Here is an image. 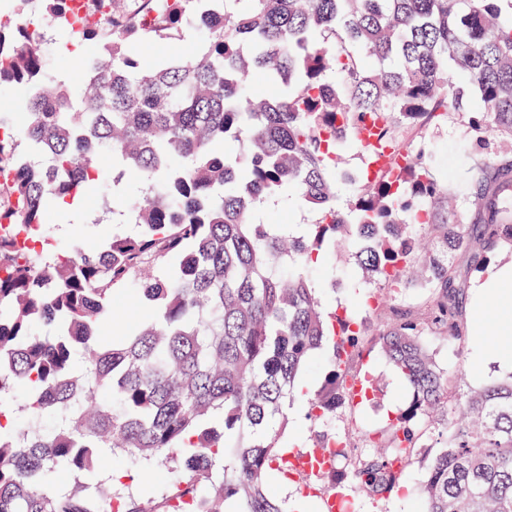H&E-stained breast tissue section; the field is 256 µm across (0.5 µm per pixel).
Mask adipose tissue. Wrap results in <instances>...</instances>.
Here are the masks:
<instances>
[{
  "label": "adipose tissue",
  "mask_w": 512,
  "mask_h": 512,
  "mask_svg": "<svg viewBox=\"0 0 512 512\" xmlns=\"http://www.w3.org/2000/svg\"><path fill=\"white\" fill-rule=\"evenodd\" d=\"M476 296L471 315L476 336L512 335V261L489 268L484 280L475 286ZM494 300V310H487V300Z\"/></svg>",
  "instance_id": "1"
}]
</instances>
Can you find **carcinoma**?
Here are the masks:
<instances>
[{"label": "carcinoma", "instance_id": "obj_1", "mask_svg": "<svg viewBox=\"0 0 512 512\" xmlns=\"http://www.w3.org/2000/svg\"><path fill=\"white\" fill-rule=\"evenodd\" d=\"M18 0L0 14V512H100L84 482L99 451L141 467L175 463L157 502L202 512H285L264 492L289 447L288 403L329 353L308 415L354 409L345 387L366 343L409 389L389 426L361 432L333 471L373 500L411 464L423 512H512V374L481 386L436 359L459 336L472 281L512 247V15L505 0ZM34 10L54 39L84 46L85 85L49 78L44 48L13 16ZM195 41L192 61L146 62L153 37ZM261 75L275 100L250 94ZM457 112L480 154L464 210L417 136ZM400 149L373 175L349 149ZM112 157V171L100 157ZM351 188L346 209L340 187ZM312 224L264 219L282 192ZM119 202L130 230L52 256L50 203ZM353 241L358 279L393 293L376 331L325 315L313 275ZM468 256L465 267L455 263ZM137 283L149 307L128 326L112 293ZM410 290L423 311L397 303ZM56 473L71 477L58 487ZM118 512L142 494L109 492Z\"/></svg>", "mask_w": 512, "mask_h": 512}]
</instances>
